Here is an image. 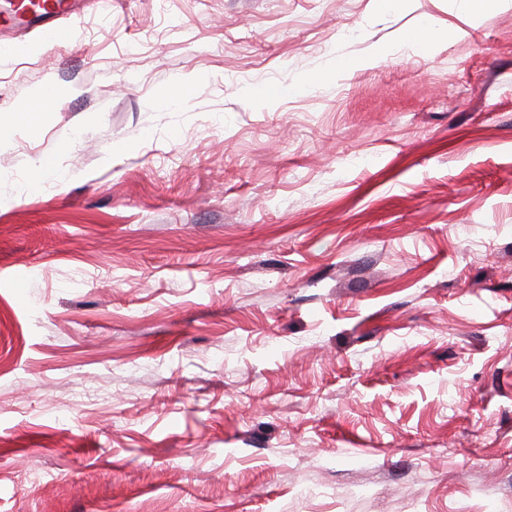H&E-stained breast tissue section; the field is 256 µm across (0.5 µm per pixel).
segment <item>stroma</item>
Returning <instances> with one entry per match:
<instances>
[{
    "mask_svg": "<svg viewBox=\"0 0 512 512\" xmlns=\"http://www.w3.org/2000/svg\"><path fill=\"white\" fill-rule=\"evenodd\" d=\"M76 2L0 30V512H512V0ZM54 96H52V93L50 95H47L45 92V89L39 88L32 92L30 96V100L37 101L41 104V107L37 106L35 103H26L24 104L18 112L15 113V115H21L22 119L25 123L34 125L38 122L40 115H41V109L43 105L50 100H52ZM39 110V111H38ZM20 112H33V113H20Z\"/></svg>",
    "mask_w": 512,
    "mask_h": 512,
    "instance_id": "1",
    "label": "stroma"
}]
</instances>
